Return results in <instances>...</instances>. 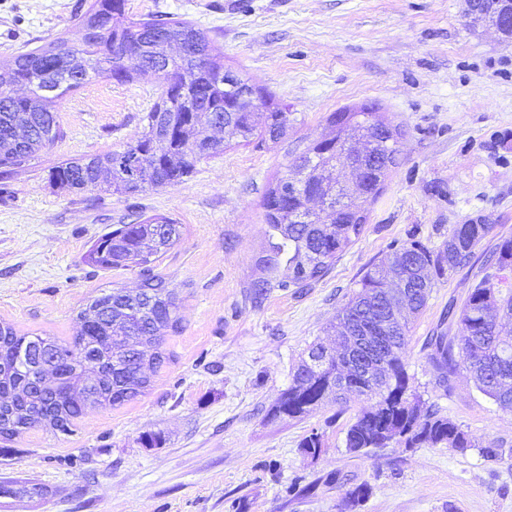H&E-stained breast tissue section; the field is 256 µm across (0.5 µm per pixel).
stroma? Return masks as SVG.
Instances as JSON below:
<instances>
[{
  "mask_svg": "<svg viewBox=\"0 0 512 512\" xmlns=\"http://www.w3.org/2000/svg\"><path fill=\"white\" fill-rule=\"evenodd\" d=\"M90 2L0 0V73L19 53L72 36ZM125 16L191 22L293 121L283 140L228 144L179 186L61 194L50 168L135 143L162 80L150 71L127 84L101 79L52 103L62 139L0 178V321L71 340L90 300L140 282L137 271L89 265L90 246L132 217L167 216L181 237L154 265L179 290L183 330L143 396L89 409L68 434L36 427L0 440V485L14 489L0 512H349L345 488L362 482L370 494L356 512H512V411L464 373L443 389L424 347L498 239L512 236V38L472 26L464 0H127ZM366 103L403 135L363 233L313 287L276 289L254 305L266 186L330 134V113ZM467 222L492 230L413 318L407 371L475 449L393 443L349 454L345 430L363 396L266 419L372 264L412 238L439 248ZM146 431L161 433L162 447H143ZM313 431L322 448L310 459L299 445ZM487 441L501 458L481 455ZM334 472L345 487L324 485ZM24 485L41 495L21 494Z\"/></svg>",
  "mask_w": 512,
  "mask_h": 512,
  "instance_id": "obj_1",
  "label": "stroma"
}]
</instances>
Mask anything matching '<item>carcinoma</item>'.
Returning a JSON list of instances; mask_svg holds the SVG:
<instances>
[{"label":"carcinoma","mask_w":512,"mask_h":512,"mask_svg":"<svg viewBox=\"0 0 512 512\" xmlns=\"http://www.w3.org/2000/svg\"><path fill=\"white\" fill-rule=\"evenodd\" d=\"M126 2L92 0L76 24L75 38L57 37L15 57L7 83L22 84L29 94L9 98L0 90L1 174L61 139L57 112L49 103L97 78L129 83L137 70L152 71L163 80L138 139L139 148L152 153L149 177L155 187L183 184L199 160L224 150L222 146L196 150L213 139L211 131L217 124L223 125L225 136L242 145L278 140L287 133L291 113L272 95L241 75L232 85L224 83V56L202 30L185 21L147 18L118 25L114 18L125 14ZM372 109L364 104L329 117L335 139L375 138L362 172L367 192L351 197L347 210L331 205L310 217L298 211L301 198L308 194L336 196V181L323 177V172L344 166L345 156L322 140L315 150H323V156L296 196L280 197L276 180L266 187L262 207L270 233L261 273L250 283L254 303H262L276 288H309L322 281L338 254L363 233L366 204L379 196L399 164L397 143L385 142L378 133L385 123ZM118 156L110 152L64 160L49 170V185L60 193L97 189L121 196L140 194L145 186L117 171ZM492 228L456 224L436 250L414 238L393 246L337 311L339 325H350L359 336L381 337L361 358L381 363L380 371L387 375L372 382L358 373L350 375L345 392L372 399L347 428L345 447L350 453L364 454L368 448H385L395 441L403 448L427 443L461 454L479 447L483 456L498 457L495 443H475L413 389L406 362L408 323L402 310L389 303L383 271L385 266L396 268L415 285L410 309L417 313L439 280L470 262ZM179 238L180 225L165 216L118 224L98 238L87 262L105 270L135 269L141 286L134 292L111 288L95 297L89 307L97 309V318L71 341L20 335L11 325L0 323V437L10 439L23 428L42 425L69 433L87 408L120 406L145 394L150 386L146 371L157 373L171 361L164 345L182 330L175 289L153 266L154 257ZM506 336H512V237L499 239L462 305H448V332L427 342L439 384L447 388L465 371L494 404L512 411V341L504 340ZM43 345L58 356L56 378L48 386L38 384L35 369L38 347ZM88 368L98 374L93 392L83 385ZM340 371L336 349L311 344L307 358L265 417L301 418L321 404L338 401ZM321 447V436L314 431L300 443L306 457ZM345 495L350 507L356 508L369 496V486H351Z\"/></svg>","instance_id":"carcinoma-1"}]
</instances>
